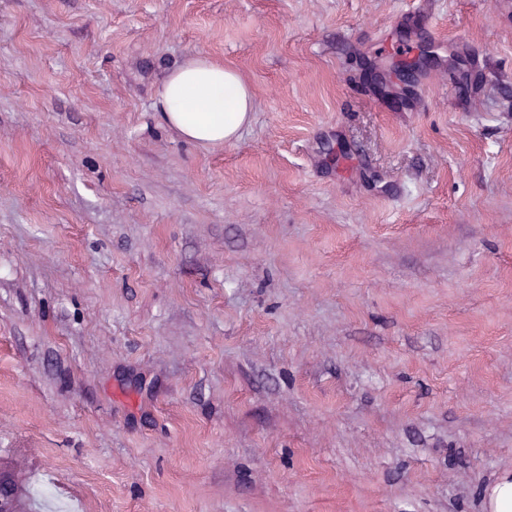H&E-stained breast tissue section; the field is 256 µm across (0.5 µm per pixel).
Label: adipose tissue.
<instances>
[{
    "label": "adipose tissue",
    "mask_w": 512,
    "mask_h": 512,
    "mask_svg": "<svg viewBox=\"0 0 512 512\" xmlns=\"http://www.w3.org/2000/svg\"><path fill=\"white\" fill-rule=\"evenodd\" d=\"M159 106L165 122L187 141L220 146L248 122L252 98L236 72L192 57L166 75Z\"/></svg>",
    "instance_id": "adipose-tissue-1"
}]
</instances>
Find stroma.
I'll list each match as a JSON object with an SVG mask.
<instances>
[{
	"label": "stroma",
	"instance_id": "1",
	"mask_svg": "<svg viewBox=\"0 0 512 512\" xmlns=\"http://www.w3.org/2000/svg\"><path fill=\"white\" fill-rule=\"evenodd\" d=\"M192 56L253 93L218 147L161 117ZM0 464L23 512H487L512 0H0Z\"/></svg>",
	"mask_w": 512,
	"mask_h": 512
}]
</instances>
